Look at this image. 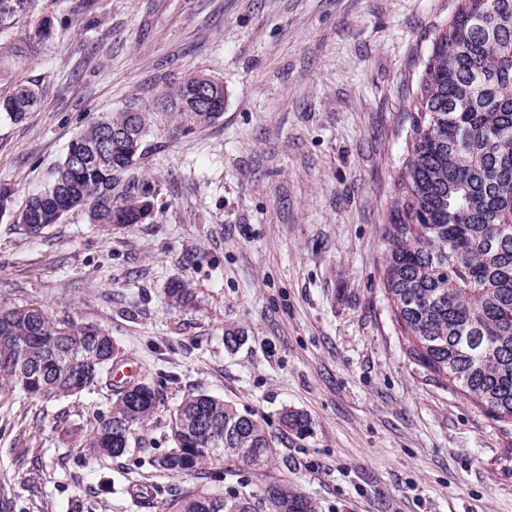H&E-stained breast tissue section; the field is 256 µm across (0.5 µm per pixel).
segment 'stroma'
<instances>
[{
    "label": "stroma",
    "mask_w": 512,
    "mask_h": 512,
    "mask_svg": "<svg viewBox=\"0 0 512 512\" xmlns=\"http://www.w3.org/2000/svg\"><path fill=\"white\" fill-rule=\"evenodd\" d=\"M33 0L0 44L49 37L5 58L41 103L0 112V185L12 211L44 190L69 142L137 102L152 114L135 178L157 181L152 220L107 227L74 211L35 237L0 216V302L107 329L118 371L153 382L142 444L84 459L79 445L114 399L95 386L55 401L0 389V501L12 512H166L203 490L260 496L243 468L206 478L156 470L169 416L201 390L261 420L274 472L319 512H512V423L431 381L405 354L380 279L381 227L407 153L415 90L455 0ZM201 71L224 83L215 124L176 129L161 88ZM194 296L173 310L165 289ZM245 340L224 346V332ZM305 413L306 434L284 430ZM162 487L140 509L129 483Z\"/></svg>",
    "instance_id": "obj_1"
}]
</instances>
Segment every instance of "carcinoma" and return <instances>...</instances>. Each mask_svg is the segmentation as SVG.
<instances>
[{
  "instance_id": "cac0c4a2",
  "label": "carcinoma",
  "mask_w": 512,
  "mask_h": 512,
  "mask_svg": "<svg viewBox=\"0 0 512 512\" xmlns=\"http://www.w3.org/2000/svg\"><path fill=\"white\" fill-rule=\"evenodd\" d=\"M31 0H0V26L29 11ZM412 97L404 174L382 237V280L408 359L430 379L468 398L495 421L512 420V0H457L435 37ZM178 127H205L224 115V83L201 73L163 89ZM37 88L17 84L0 97V112L20 121L39 105ZM150 113L130 103L78 134L43 191L28 198L13 222L30 236L72 211L93 224H140L154 211L155 186L131 184L129 172L147 153ZM170 306L191 299L183 281L166 289ZM120 349L112 335L49 316L35 302L0 304V388L51 401L112 384ZM145 379L115 389L107 414L92 423L81 454L118 458L144 439L158 409ZM283 427L310 428L306 414L285 410ZM171 448L155 469L200 478L224 462L264 478L268 512H318L295 485L272 475L274 440L251 414L202 391L187 394L170 415ZM169 512H257L249 499L187 491Z\"/></svg>"
}]
</instances>
